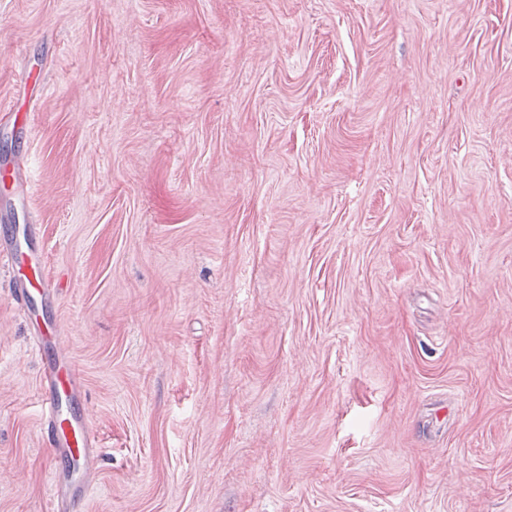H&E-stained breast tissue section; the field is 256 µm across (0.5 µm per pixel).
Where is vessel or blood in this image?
<instances>
[{
  "label": "vessel or blood",
  "mask_w": 512,
  "mask_h": 512,
  "mask_svg": "<svg viewBox=\"0 0 512 512\" xmlns=\"http://www.w3.org/2000/svg\"><path fill=\"white\" fill-rule=\"evenodd\" d=\"M35 234L19 232L16 226H0V262L16 275L13 290L16 304L32 313L35 301H48L54 290L45 279L30 280L26 268L32 267L36 251ZM33 347L40 362L41 432L53 456L67 460L74 467L91 469L99 456V444L82 408V383L67 355V339L60 330H35ZM52 512H71L76 493L68 480H54L51 486Z\"/></svg>",
  "instance_id": "obj_1"
}]
</instances>
